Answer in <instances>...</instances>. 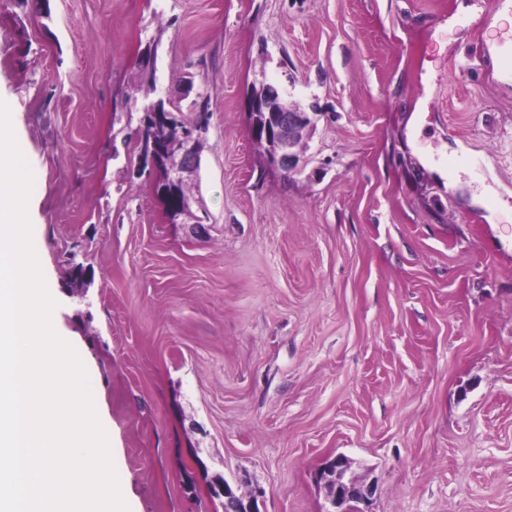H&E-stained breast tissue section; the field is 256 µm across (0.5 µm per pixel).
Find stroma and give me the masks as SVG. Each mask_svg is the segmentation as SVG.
<instances>
[{
	"mask_svg": "<svg viewBox=\"0 0 512 512\" xmlns=\"http://www.w3.org/2000/svg\"><path fill=\"white\" fill-rule=\"evenodd\" d=\"M455 11L0 0L34 248L129 512H224L204 480L184 494L193 448L261 512H325L336 454L375 484L363 512H512V80ZM265 83L311 119L288 173L251 135ZM154 95L186 122L209 103L186 186L204 236L143 168Z\"/></svg>",
	"mask_w": 512,
	"mask_h": 512,
	"instance_id": "stroma-1",
	"label": "stroma"
}]
</instances>
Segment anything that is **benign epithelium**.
<instances>
[{
  "mask_svg": "<svg viewBox=\"0 0 512 512\" xmlns=\"http://www.w3.org/2000/svg\"><path fill=\"white\" fill-rule=\"evenodd\" d=\"M280 92L273 84L262 85L261 120L254 122L255 132L262 134L268 148L269 159L273 166L292 171L299 162L297 147L303 129L309 118L304 112H297L279 104ZM186 147L174 160L166 162L165 184L175 189L194 174L198 156L193 150L195 136L181 132ZM172 224H187L193 233L198 234L203 224L195 218L189 209L188 200L181 201L168 213ZM353 463L342 455L328 459L321 471L329 485L327 500L330 509L326 512H359L357 505L370 499L375 492L374 484L360 479L352 469ZM215 490L224 495V512H260L256 495H244L227 481L214 482Z\"/></svg>",
  "mask_w": 512,
  "mask_h": 512,
  "instance_id": "7a95c632",
  "label": "benign epithelium"
}]
</instances>
